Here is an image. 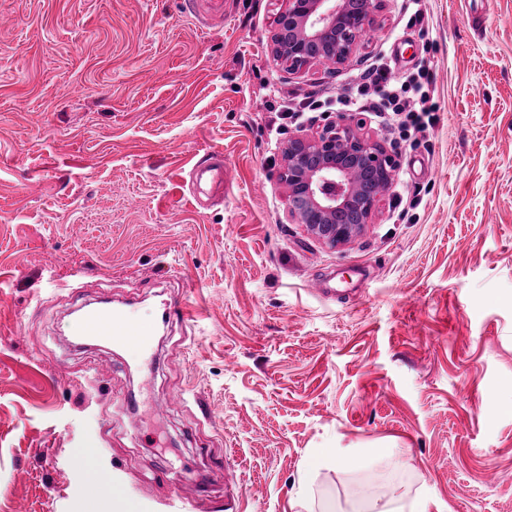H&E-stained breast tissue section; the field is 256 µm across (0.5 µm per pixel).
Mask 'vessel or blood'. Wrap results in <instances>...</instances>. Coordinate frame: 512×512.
Returning a JSON list of instances; mask_svg holds the SVG:
<instances>
[{
  "label": "vessel or blood",
  "instance_id": "vessel-or-blood-1",
  "mask_svg": "<svg viewBox=\"0 0 512 512\" xmlns=\"http://www.w3.org/2000/svg\"><path fill=\"white\" fill-rule=\"evenodd\" d=\"M185 7L204 26L224 17V0H185ZM188 186L192 196L212 193L227 200L230 190L223 153L207 150L198 155L188 172ZM155 331L153 324L130 310L111 307L105 300L96 301L70 322L72 336L82 342L108 344L143 355L148 354Z\"/></svg>",
  "mask_w": 512,
  "mask_h": 512
}]
</instances>
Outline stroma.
Masks as SVG:
<instances>
[{
    "label": "stroma",
    "instance_id": "obj_1",
    "mask_svg": "<svg viewBox=\"0 0 512 512\" xmlns=\"http://www.w3.org/2000/svg\"><path fill=\"white\" fill-rule=\"evenodd\" d=\"M280 6L204 29L182 0H0V512H113L101 475L140 512L178 481L210 512L228 476L243 512H355L357 456L295 505L320 448L390 450L382 498L512 512V0H423L419 26L383 0L344 63L296 75L269 62ZM380 55L430 60L440 121L417 150L368 122L395 192L331 249L288 220L297 129L269 107L350 93ZM207 148L231 193L201 207ZM101 296L155 323L151 372L75 344ZM190 194L201 205L200 194L215 193L224 202L230 195L224 168V155L218 150H206L197 155L188 172Z\"/></svg>",
    "mask_w": 512,
    "mask_h": 512
}]
</instances>
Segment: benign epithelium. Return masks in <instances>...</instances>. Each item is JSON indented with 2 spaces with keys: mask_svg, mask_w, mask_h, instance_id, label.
I'll use <instances>...</instances> for the list:
<instances>
[{
  "mask_svg": "<svg viewBox=\"0 0 512 512\" xmlns=\"http://www.w3.org/2000/svg\"><path fill=\"white\" fill-rule=\"evenodd\" d=\"M380 2L284 0L273 20L272 63L289 74L315 63H343L360 45ZM367 122L363 112H344L311 134L293 136L283 148L280 179L288 191V216L331 248L360 235L394 186L396 157L361 134ZM341 210L354 212L359 223L336 222Z\"/></svg>",
  "mask_w": 512,
  "mask_h": 512,
  "instance_id": "1",
  "label": "benign epithelium"
}]
</instances>
